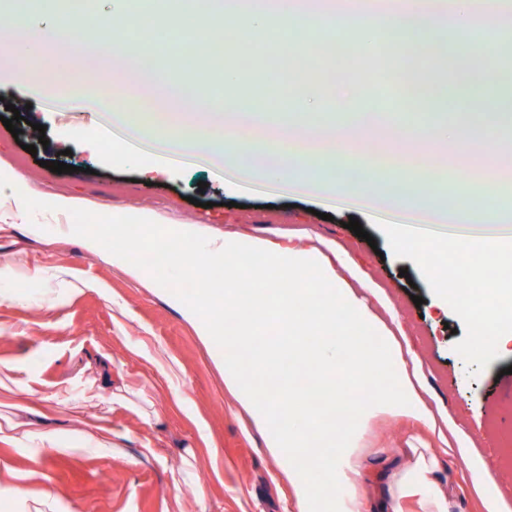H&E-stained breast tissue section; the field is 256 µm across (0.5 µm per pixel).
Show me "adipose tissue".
Wrapping results in <instances>:
<instances>
[{
	"label": "adipose tissue",
	"instance_id": "obj_1",
	"mask_svg": "<svg viewBox=\"0 0 512 512\" xmlns=\"http://www.w3.org/2000/svg\"><path fill=\"white\" fill-rule=\"evenodd\" d=\"M183 244L197 265H205L208 260L217 258L233 274L239 271L237 258L241 251L265 255L266 263L249 272L250 278L263 288L270 289L276 282L289 280L302 290H309L308 276L314 268L319 269L325 279L334 281L336 293L320 294L310 304L311 315H303L291 307L281 312L289 324L303 326L311 320L318 322L322 339L316 352L325 372H334L341 355L354 352L364 332L380 323L378 316L367 308L359 295L360 289H371V282L356 267L346 263L334 244L312 238L307 243L279 250L267 241L212 237L202 230L196 236L184 238ZM224 381L256 425L265 429L268 447L288 460L298 512H307L316 501L332 499L337 485L357 486L362 475L358 448L348 444L338 448L325 461L329 472L326 484H312L301 465L302 453L312 438L324 434V425L312 424L305 412L290 410L286 412L281 426L268 428L272 409L257 393L253 373L242 367L230 366L225 370ZM403 407L420 420L432 418L416 383L406 371L401 372L394 390L372 403L373 410L392 414ZM437 466L436 457L418 455L412 470L403 476L401 485L403 490L419 494L430 512H447L444 500L432 490V476Z\"/></svg>",
	"mask_w": 512,
	"mask_h": 512
}]
</instances>
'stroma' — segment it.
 <instances>
[{"mask_svg": "<svg viewBox=\"0 0 512 512\" xmlns=\"http://www.w3.org/2000/svg\"><path fill=\"white\" fill-rule=\"evenodd\" d=\"M52 63L69 59L64 73L88 89L111 87L112 74L87 72L69 46H48ZM385 75L376 63L339 57L329 77L354 83L381 124L361 144L368 151L395 150L398 128L432 122L429 109L411 105L399 92V67L385 52ZM15 105L20 136L0 124V174L22 175L19 189L51 203L78 198L82 209L111 216L156 213L165 228L264 238L287 247L305 234L336 241L347 257L388 294L399 330V361L417 371L421 394L440 430L432 432L411 415H379L358 427L362 479L358 488L337 491L336 501L318 512H422L417 498L401 495L398 480L414 465L415 451L428 449L440 467L434 479L447 499V512H484L483 492L462 461L460 439L471 442L512 512V347L469 374L455 352L462 320L440 304L421 270L396 256L384 233L367 225V238L344 228V214L330 220L310 213L307 198L274 190L236 192L201 162L184 164L182 174L148 169L122 170L101 164L88 144L68 132L104 126L105 108L94 105L65 112L52 100L0 80V115ZM465 128L466 168L448 161L435 194L454 204L467 171L512 167V124H499L487 138L475 120L449 113ZM45 125L47 148L36 145L33 124ZM68 151L74 173L46 169ZM66 211H40L33 218L0 220V364L10 366L17 392L0 402V414L14 404L28 409L35 428L60 435V450L32 440L0 443V512H28L33 497H44L43 512H168L180 498L185 512H284L291 505L288 469L266 448L263 434L224 385L223 356L213 340L202 339L186 307L148 272L131 275L127 261L103 247L89 248L72 232ZM407 277H400V270ZM423 299L415 305L413 296ZM96 384L98 396L84 391ZM126 385L124 402L112 391ZM66 392L67 403L57 395ZM159 413L151 424L148 417ZM112 428L118 448H91L90 420ZM159 454L147 453L146 444ZM192 450V478L180 481L185 450Z\"/></svg>", "mask_w": 512, "mask_h": 512, "instance_id": "obj_1", "label": "stroma"}]
</instances>
